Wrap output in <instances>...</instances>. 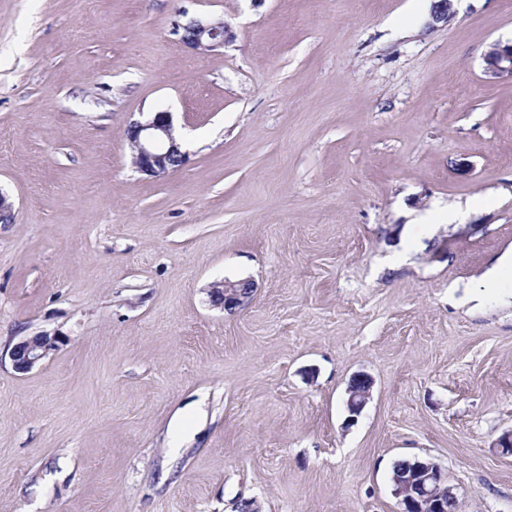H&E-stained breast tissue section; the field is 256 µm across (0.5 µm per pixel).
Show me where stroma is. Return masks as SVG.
<instances>
[{"mask_svg": "<svg viewBox=\"0 0 512 512\" xmlns=\"http://www.w3.org/2000/svg\"><path fill=\"white\" fill-rule=\"evenodd\" d=\"M434 2L0 0V512H402L400 459L512 512V0ZM160 109L188 162L155 179L127 127ZM178 32L182 44L202 54L224 48L233 38L231 25L221 17H191L178 25ZM484 75L489 82L512 83V43L491 45L484 54ZM254 284L250 281H218L209 288L210 302L224 310H235L252 296ZM57 337L47 334L26 336L11 351L13 367L18 372H29L56 351ZM372 380L365 375H358L348 387L347 408L351 421H355L362 409L370 400L372 394Z\"/></svg>", "mask_w": 512, "mask_h": 512, "instance_id": "1", "label": "stroma"}]
</instances>
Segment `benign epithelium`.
<instances>
[{"instance_id":"1","label":"benign epithelium","mask_w":512,"mask_h":512,"mask_svg":"<svg viewBox=\"0 0 512 512\" xmlns=\"http://www.w3.org/2000/svg\"><path fill=\"white\" fill-rule=\"evenodd\" d=\"M180 41L187 48L206 54L224 47L233 38L231 25L221 17H191L178 26ZM484 75L489 82L512 83V44L491 45L484 54ZM173 115L158 110L141 115L127 128L131 163L136 171L161 178L181 169L187 153L175 137ZM250 281H218L209 288L210 302L224 310H235L252 296ZM57 350V338L46 334L26 336L11 351L13 367L28 372ZM372 380L359 375L348 387L347 408L356 420L370 400ZM393 493L403 505V512H448V483L442 468L432 461H418L412 471L392 475Z\"/></svg>"}]
</instances>
